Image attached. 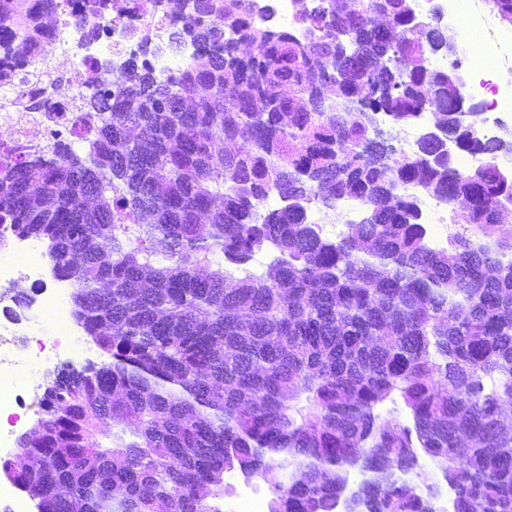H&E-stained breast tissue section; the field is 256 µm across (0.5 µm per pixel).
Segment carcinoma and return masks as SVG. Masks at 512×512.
Instances as JSON below:
<instances>
[{"mask_svg": "<svg viewBox=\"0 0 512 512\" xmlns=\"http://www.w3.org/2000/svg\"><path fill=\"white\" fill-rule=\"evenodd\" d=\"M30 2L0 0V51L20 60L59 7ZM174 3L171 41L202 55L169 78L132 63L116 87L86 73L81 155L62 137L0 153V226L46 243L106 356L46 384L0 471L39 512H223L230 471L270 484V512H446L425 456L452 512H512V239L432 246L418 199L494 227L512 143L457 121L435 18L387 0L381 27L373 2L310 0L299 38L249 0ZM425 113L453 155L369 151L366 116ZM458 154L495 161L464 171ZM342 201L363 217L331 240L309 214ZM392 396L412 425L391 427Z\"/></svg>", "mask_w": 512, "mask_h": 512, "instance_id": "1", "label": "carcinoma"}]
</instances>
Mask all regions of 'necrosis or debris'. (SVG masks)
Wrapping results in <instances>:
<instances>
[{"mask_svg": "<svg viewBox=\"0 0 512 512\" xmlns=\"http://www.w3.org/2000/svg\"><path fill=\"white\" fill-rule=\"evenodd\" d=\"M88 4L97 7L94 18L98 33L92 38L84 37L77 25ZM443 14L450 21L465 23L479 41L477 49L485 63L475 68L477 81L468 91L487 96L481 131L485 137H496L501 128L499 113L512 112V81L502 76L512 65V39L495 33L484 13L477 10L476 0H448ZM174 20L169 0H64V8L48 34L35 45L34 60L39 63L65 56L81 67L101 68L113 81L126 74L131 60L143 58L165 77L198 53L197 45L190 41L181 45L179 54L169 52ZM22 73L30 78V90L55 98L61 105L50 114L19 109L0 113V128L8 130L5 146L27 158L61 134L78 136L81 128L74 123L80 114L77 95L60 94L56 80L33 74L31 68H23ZM45 278L46 267L35 244L17 240L0 252V415L9 421L8 428H0V450L4 452L11 447L13 428L24 420L26 398L38 389L42 370L80 349L69 325L68 290L44 287ZM27 282L43 286L32 317L13 312L20 289ZM35 319L49 325V336L31 338L30 323Z\"/></svg>", "mask_w": 512, "mask_h": 512, "instance_id": "obj_1", "label": "necrosis or debris"}]
</instances>
